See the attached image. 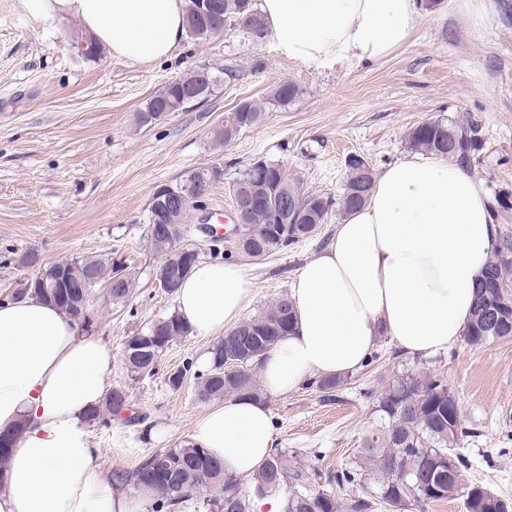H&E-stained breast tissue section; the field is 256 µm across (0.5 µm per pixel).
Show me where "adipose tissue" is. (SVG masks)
Listing matches in <instances>:
<instances>
[{"mask_svg": "<svg viewBox=\"0 0 512 512\" xmlns=\"http://www.w3.org/2000/svg\"><path fill=\"white\" fill-rule=\"evenodd\" d=\"M52 21L77 18L113 55L139 64L170 57L186 35L185 0H23ZM268 31L290 59H378L414 29V0H261ZM498 229L483 183L440 156H409L376 178L290 290L293 330L263 357L264 397H229L199 417L192 442L247 477L275 446L266 395L307 377L360 368L380 337L430 356L463 334ZM256 283L235 262H197L175 293L191 334L237 326ZM112 371V351L38 298L0 302V430L24 424L5 467L0 512H144V500L100 475L85 428Z\"/></svg>", "mask_w": 512, "mask_h": 512, "instance_id": "adipose-tissue-1", "label": "adipose tissue"}]
</instances>
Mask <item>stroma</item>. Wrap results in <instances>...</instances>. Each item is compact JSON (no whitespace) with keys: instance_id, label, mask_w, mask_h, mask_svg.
<instances>
[{"instance_id":"stroma-1","label":"stroma","mask_w":512,"mask_h":512,"mask_svg":"<svg viewBox=\"0 0 512 512\" xmlns=\"http://www.w3.org/2000/svg\"><path fill=\"white\" fill-rule=\"evenodd\" d=\"M79 20L47 22L23 0H0V296L24 276L13 254L38 249L50 262L105 254L135 274L133 293L113 304L94 291V332L112 350L106 388L121 387L131 409L108 428H89L102 474L133 471L156 451L189 439L208 408L193 379L180 389L167 377L183 363L202 368L211 340L189 335L161 355L153 372L130 376L125 341L175 309L155 280L161 262L148 239L154 190L180 183L218 163L213 184L185 220V243L200 259L223 261L231 243H213L200 230L233 212L228 183L263 158L283 165L304 191L340 196L346 162L363 157L374 173L410 155L408 133L437 116L477 121L482 145L468 172L489 196H502L501 232L512 233V0H439L420 9L407 40L388 55H345L320 62L289 59L273 39L251 41L229 30L220 38H185L176 55L136 64L111 52L82 55ZM200 67L220 75L208 99L167 119L140 124L146 100L169 81ZM236 78L223 80L225 70ZM289 81L301 91L288 106L270 104ZM264 104L266 116L224 147L211 131L242 99ZM333 212L313 238L262 261H248L257 284L244 317L289 293L298 270L342 223ZM379 359L345 376L331 399L300 385L268 397L278 448L308 471L353 466L361 441L379 428L377 406L393 380L440 373L455 393L465 434L459 451L469 461L462 479L512 498V337L483 346L457 341L429 358H414L389 339Z\"/></svg>"}]
</instances>
